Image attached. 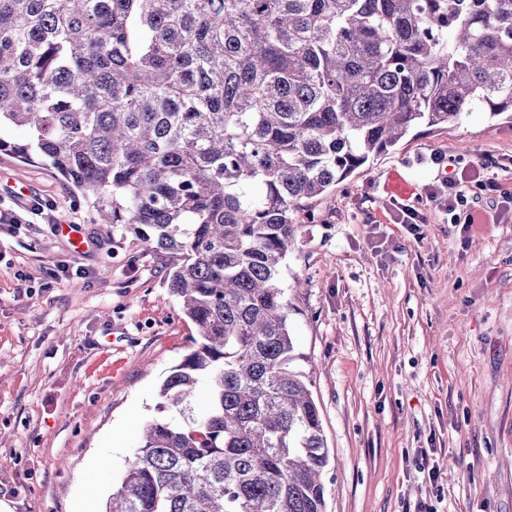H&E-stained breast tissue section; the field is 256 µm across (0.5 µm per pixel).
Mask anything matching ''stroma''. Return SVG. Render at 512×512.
Segmentation results:
<instances>
[{
  "mask_svg": "<svg viewBox=\"0 0 512 512\" xmlns=\"http://www.w3.org/2000/svg\"><path fill=\"white\" fill-rule=\"evenodd\" d=\"M434 153L492 154L512 189V124L473 112L417 128L296 214L281 285L329 452L326 512H512V211L461 232ZM393 173L413 195L388 191ZM405 205L426 223H397ZM0 206L19 216L0 224V501L80 512L89 484L102 504L119 485L195 328L167 255L106 234L46 166L0 151ZM59 266L86 274L49 279Z\"/></svg>",
  "mask_w": 512,
  "mask_h": 512,
  "instance_id": "35a3bbf8",
  "label": "stroma"
}]
</instances>
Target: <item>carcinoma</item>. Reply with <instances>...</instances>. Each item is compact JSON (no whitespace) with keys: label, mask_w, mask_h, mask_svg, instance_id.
<instances>
[{"label":"carcinoma","mask_w":512,"mask_h":512,"mask_svg":"<svg viewBox=\"0 0 512 512\" xmlns=\"http://www.w3.org/2000/svg\"><path fill=\"white\" fill-rule=\"evenodd\" d=\"M471 112L512 123V0H0V148L171 254L197 331L105 512H326L294 214Z\"/></svg>","instance_id":"1"}]
</instances>
